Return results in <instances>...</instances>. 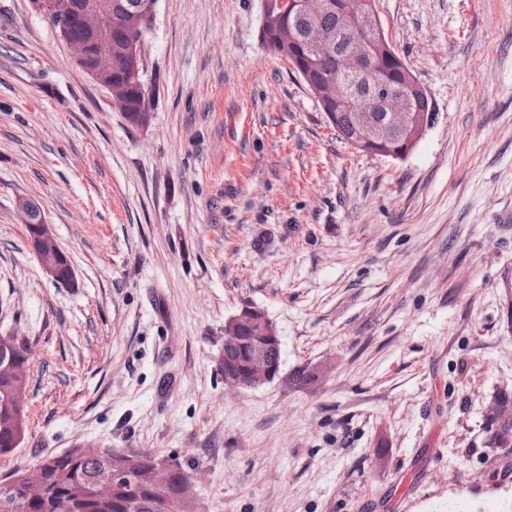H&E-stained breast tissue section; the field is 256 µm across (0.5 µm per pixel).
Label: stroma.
<instances>
[{
  "label": "stroma",
  "instance_id": "1",
  "mask_svg": "<svg viewBox=\"0 0 512 512\" xmlns=\"http://www.w3.org/2000/svg\"><path fill=\"white\" fill-rule=\"evenodd\" d=\"M376 9L438 115L402 159L338 136L262 0H158L140 128L31 0H0V335L34 351L0 474L148 449L192 468L197 512H512V448L483 446L512 391V0ZM245 307L283 342L248 390L218 363ZM33 205L37 204L28 199H23L19 202V210L22 214L24 223L27 224L26 227L29 237H31L35 232V225L30 224V215ZM37 206L35 214L32 217V220L35 221V223H38L36 226V234L32 239L33 249L44 272L55 281L61 282L59 262L64 259L67 260V257L58 244L51 230L50 224H48L46 220L45 213L39 205ZM39 208L41 209V212H43L42 223Z\"/></svg>",
  "mask_w": 512,
  "mask_h": 512
}]
</instances>
